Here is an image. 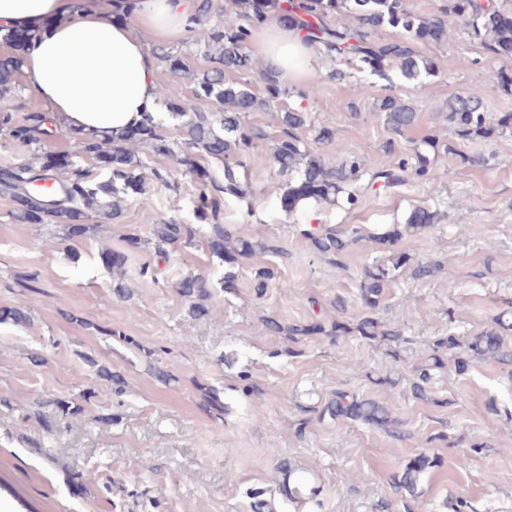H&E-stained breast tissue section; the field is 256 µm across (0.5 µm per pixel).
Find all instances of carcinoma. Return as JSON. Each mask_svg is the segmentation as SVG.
<instances>
[{
	"instance_id": "cac0c4a2",
	"label": "carcinoma",
	"mask_w": 512,
	"mask_h": 512,
	"mask_svg": "<svg viewBox=\"0 0 512 512\" xmlns=\"http://www.w3.org/2000/svg\"><path fill=\"white\" fill-rule=\"evenodd\" d=\"M290 8L283 7L281 0H240L244 10L224 14V25L210 28L205 40L212 48L211 68L203 71L195 82L194 96L197 99L213 101L223 110L210 114L189 105L182 98L180 88L170 83L163 89V98L172 114L183 118L181 124V148L175 154L182 170L198 180L203 186L212 187L215 192L234 197L252 207V201L242 187L241 176L248 175L251 149L265 134L258 128L245 123L246 114L268 106L290 95V90L281 86L270 73L260 72L264 83L265 96L259 97L247 83H228L226 75L236 73L249 75L254 70V61L244 51L252 34L266 25L270 16L281 13L286 20L306 29L310 42L324 46L327 53L351 65L360 73L384 76L390 68L396 67L401 76L414 80L432 69V62L420 57L413 41L406 38L388 42L371 39L374 31L385 25L400 28L414 36L427 35L433 41L451 37L454 26L467 30L485 40L488 49L496 54L512 55V16L506 17L492 0H448V19L426 17L416 14L407 0H287ZM346 13L352 16V27L332 26L328 18ZM32 38L10 29L0 28V41L11 45L16 54L0 59V97L11 92L17 74L23 65L20 51ZM386 126L394 133L401 134L413 126L416 112L403 100L388 95L381 101ZM448 126L460 140L480 138L492 131L512 133V113L495 115L483 109L475 92L460 96L448 102ZM310 122L308 113L290 110L280 113L281 129L272 145V160L280 175L287 177L284 183L282 203L290 211L305 203L334 205L340 197L354 205L358 201L356 187L364 176L362 164L353 149L345 150L346 157L338 164L329 166L318 151L308 146L302 131ZM45 117L32 113L25 123H16L10 112H0V129L6 130L13 138L28 144L37 143L50 131L44 127ZM150 144L164 154L173 149L157 132L153 117L136 129V135L125 134L117 143L106 135L87 134L80 141V151L93 155L104 162L107 179L98 180L89 171L73 163L51 168L47 156L39 154L35 164L24 163L0 167V194L7 195L16 203L15 219L23 224H61L66 238L75 241L87 236L92 225L85 220L92 214L106 219L119 216L118 198L144 194V179L137 171L141 165L136 148ZM207 157L222 165L223 180L197 162V157ZM439 149L433 139L423 141L415 147L413 162L390 158L370 175L366 190L385 191L400 186L412 178L433 181L449 175L437 163ZM66 175L62 182L64 193L56 202H48L40 193L31 189L40 179H55ZM194 218L204 226L205 238L210 254L224 263V287L230 288L238 277L243 262L278 249L269 242L257 238L249 231L248 225L233 227L224 223L220 198L202 194V203ZM437 214L427 208L411 212L406 223L394 224L380 234L370 232L363 225H350L339 229L334 225H321L315 230L304 231L312 248L330 257L336 264L350 247L366 239H372L388 252L387 257L364 267L359 280L358 295L363 311L350 322L336 320L325 326L321 321L284 325L269 317L265 324L270 333L283 336L293 344H299L310 336H358L369 342H384L390 345L389 356L393 369L402 367V356L398 347L404 338L400 330L384 324L378 311L387 295V288L405 272L416 279L434 278L441 267L436 263L411 264V255L406 246L409 238L424 232L435 223ZM152 239L160 252L166 248L190 246L196 236L192 224L176 222L156 224L152 228ZM100 258L112 272L113 293L126 298L130 295L125 282L127 256L124 252L104 248ZM274 272L268 267L255 269L252 288L257 297L265 295ZM176 288L189 302V314L200 317L208 312V304L215 298L210 281L202 274L188 273L179 278ZM0 321H11L17 325L29 322V316L20 303L0 310ZM496 329L483 330L467 338L440 336L432 341V354L427 361L417 366L409 385L413 398L445 405L447 401L434 397L429 382L432 371L453 366L466 369L476 360L493 359L502 364H512V348ZM97 375L102 381L101 391L110 395L122 390L124 382L120 375L101 366ZM55 411L49 416L42 412L38 416L55 422L75 418L84 412V407L66 399L53 401ZM322 414L342 425L363 424L393 437H403L402 422L392 405L383 399L360 396L338 390L326 403ZM439 465V460L426 452L412 457L401 473L394 477L397 491L410 497L418 495L421 476Z\"/></svg>"
}]
</instances>
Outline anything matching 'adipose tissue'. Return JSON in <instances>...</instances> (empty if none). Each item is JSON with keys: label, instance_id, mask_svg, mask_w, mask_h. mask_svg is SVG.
Listing matches in <instances>:
<instances>
[{"label": "adipose tissue", "instance_id": "adipose-tissue-1", "mask_svg": "<svg viewBox=\"0 0 512 512\" xmlns=\"http://www.w3.org/2000/svg\"><path fill=\"white\" fill-rule=\"evenodd\" d=\"M199 0H0V26L32 32L23 79L65 129L120 138L155 113L157 61L144 37H181ZM251 47L279 82L309 78L312 46L271 21Z\"/></svg>", "mask_w": 512, "mask_h": 512}]
</instances>
